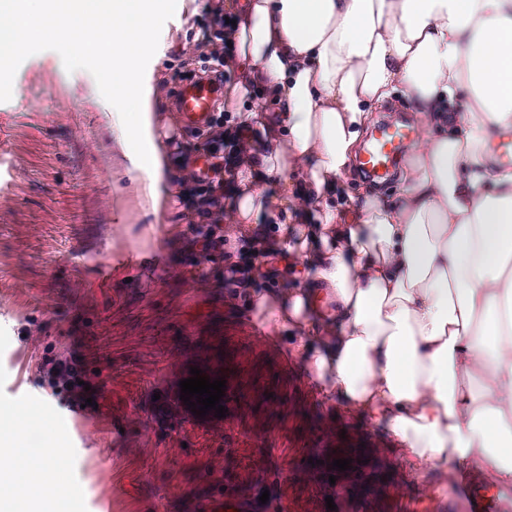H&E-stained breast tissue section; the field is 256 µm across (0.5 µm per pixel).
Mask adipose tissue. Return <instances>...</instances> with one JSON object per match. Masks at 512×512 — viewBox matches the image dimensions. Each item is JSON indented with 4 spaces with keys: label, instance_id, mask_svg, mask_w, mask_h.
Here are the masks:
<instances>
[{
    "label": "adipose tissue",
    "instance_id": "1",
    "mask_svg": "<svg viewBox=\"0 0 512 512\" xmlns=\"http://www.w3.org/2000/svg\"><path fill=\"white\" fill-rule=\"evenodd\" d=\"M0 0V70L19 45L62 27L106 61L133 117L159 199L162 159L151 92L135 49L169 0ZM224 37L242 114L226 220L281 227L280 278L306 287L249 290L246 304L288 342L325 397L383 427L412 472L481 473L512 496V169L495 140L512 132V0H229ZM404 91L421 123L389 194H354L344 176L373 107ZM299 225L298 234L287 233ZM0 413V450L19 458L0 512H32L56 458L26 459Z\"/></svg>",
    "mask_w": 512,
    "mask_h": 512
}]
</instances>
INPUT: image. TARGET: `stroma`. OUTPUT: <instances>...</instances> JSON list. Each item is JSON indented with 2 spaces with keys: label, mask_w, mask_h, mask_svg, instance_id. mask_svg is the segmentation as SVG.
Here are the masks:
<instances>
[{
  "label": "stroma",
  "mask_w": 512,
  "mask_h": 512,
  "mask_svg": "<svg viewBox=\"0 0 512 512\" xmlns=\"http://www.w3.org/2000/svg\"><path fill=\"white\" fill-rule=\"evenodd\" d=\"M226 0H183L156 13L138 48L153 90L154 134L165 160L159 207L145 194L141 149L121 151L112 128V82L67 34L45 30L0 72V411L33 456L57 447L59 489L96 512H195L209 495L248 490L283 499L285 512H395L399 500L432 496L430 512H471L465 490L429 468L411 476L380 428L324 400L318 380L285 346L254 332L258 313L224 284L245 240L203 260L182 234L198 218L180 197L184 134L171 99L220 47L213 14ZM124 264L111 266V258ZM42 327L44 339L24 338ZM84 343L98 437L85 446L63 393L40 365L73 337ZM223 379L226 414L194 415L180 398L191 368ZM170 400L168 419L157 397ZM123 440L113 444V427ZM359 451L346 471L332 462Z\"/></svg>",
  "instance_id": "stroma-1"
}]
</instances>
